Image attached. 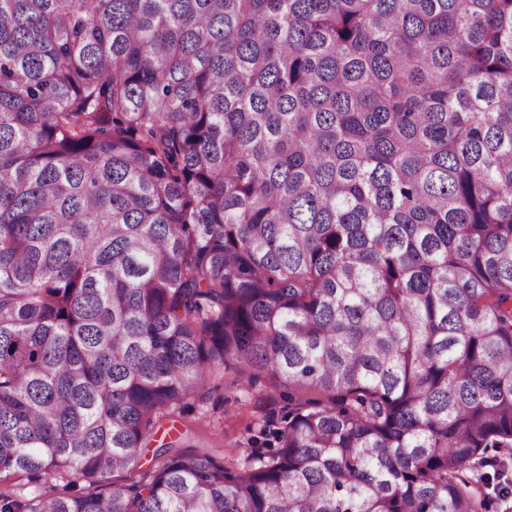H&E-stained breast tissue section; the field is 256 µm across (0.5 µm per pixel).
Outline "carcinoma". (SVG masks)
Listing matches in <instances>:
<instances>
[{
  "label": "carcinoma",
  "instance_id": "carcinoma-1",
  "mask_svg": "<svg viewBox=\"0 0 512 512\" xmlns=\"http://www.w3.org/2000/svg\"><path fill=\"white\" fill-rule=\"evenodd\" d=\"M288 391L240 468L157 449ZM512 0H0V512H512ZM224 386L213 392L204 403L192 402L175 425L189 436L188 444L197 448H182L217 458L234 455L243 459L248 452V440L260 438L263 422L269 415L280 417L287 401L283 390L274 388L266 373L256 376L251 385L236 384L232 368L224 370Z\"/></svg>",
  "mask_w": 512,
  "mask_h": 512
}]
</instances>
